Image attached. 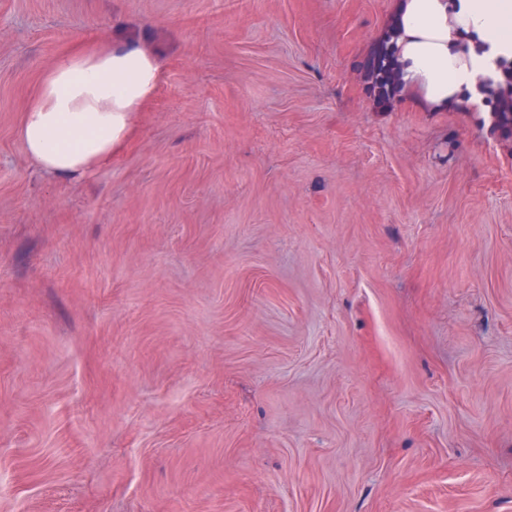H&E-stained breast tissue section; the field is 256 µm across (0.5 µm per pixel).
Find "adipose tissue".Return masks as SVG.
I'll list each match as a JSON object with an SVG mask.
<instances>
[{
  "label": "adipose tissue",
  "instance_id": "ef3b65f1",
  "mask_svg": "<svg viewBox=\"0 0 512 512\" xmlns=\"http://www.w3.org/2000/svg\"><path fill=\"white\" fill-rule=\"evenodd\" d=\"M387 33L403 92L444 111L512 60V0H398ZM159 73L158 58L130 40L62 55L23 106L25 153L47 174L83 176L124 143Z\"/></svg>",
  "mask_w": 512,
  "mask_h": 512
}]
</instances>
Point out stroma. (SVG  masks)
Listing matches in <instances>:
<instances>
[{"instance_id": "obj_1", "label": "stroma", "mask_w": 512, "mask_h": 512, "mask_svg": "<svg viewBox=\"0 0 512 512\" xmlns=\"http://www.w3.org/2000/svg\"><path fill=\"white\" fill-rule=\"evenodd\" d=\"M395 0H0V512H512V137L379 102ZM157 89L76 180L21 108ZM159 73L158 58L130 40L62 55L23 106L25 153L47 174L83 176L124 143ZM367 71L372 86L381 100H389L395 95L399 88L396 77V58L389 41H383L380 49L370 57Z\"/></svg>"}]
</instances>
